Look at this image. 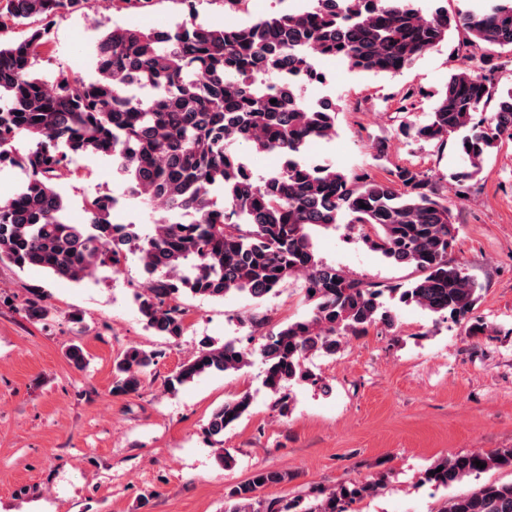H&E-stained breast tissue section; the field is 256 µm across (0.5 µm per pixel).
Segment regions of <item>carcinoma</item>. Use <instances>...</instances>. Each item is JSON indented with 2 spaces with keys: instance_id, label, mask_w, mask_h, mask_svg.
Here are the masks:
<instances>
[{
  "instance_id": "carcinoma-1",
  "label": "carcinoma",
  "mask_w": 512,
  "mask_h": 512,
  "mask_svg": "<svg viewBox=\"0 0 512 512\" xmlns=\"http://www.w3.org/2000/svg\"><path fill=\"white\" fill-rule=\"evenodd\" d=\"M88 2L0 0V36L28 26L22 40L0 41V166L24 173L14 196L0 203V263L79 283L101 269L120 271L135 252L146 275L139 313L147 328L175 340L186 330V295L261 300L302 277L308 316L260 335L252 349L205 340L167 383L175 391L205 373L238 371L256 354L263 384L284 415L285 385L318 383L307 367L312 355L334 356L347 337L394 323L387 297L466 321L474 334L484 331L473 321L482 285L449 258L454 217L428 175L397 166L378 181L331 164L307 165L309 146L336 135V104L313 109L258 80L271 84L281 70L309 73L320 57L340 59L359 74L395 76L461 30L479 64L450 74L426 121L406 131L440 146L455 139L467 162L462 177L472 178L493 149L512 141V87L487 75L502 53H512V0H482V8L465 13L445 6L424 12L416 0H310L302 11L223 28L197 21L195 0H182L188 17L168 30L116 26L104 33L92 48L94 81L40 73L50 22ZM23 137L30 147L21 153L15 144ZM233 142L273 152L283 164L256 177ZM94 156L119 166L128 192L159 214L154 224L112 223L109 194L87 200L85 223L70 222L57 182L72 174L76 159ZM338 224L372 229L371 247L413 268L414 279L379 285L323 263L312 233ZM25 311L33 320L49 313L38 295ZM156 358L127 349L114 363L111 393L138 392ZM250 406L243 394L211 414L206 432L219 463L233 461L224 431ZM503 467L512 468V448L451 455L427 468L421 482L447 490ZM284 480L278 470L254 472L224 494V512H349L379 489L365 481L320 489L311 498L261 495ZM441 512H512V482L451 494Z\"/></svg>"
}]
</instances>
